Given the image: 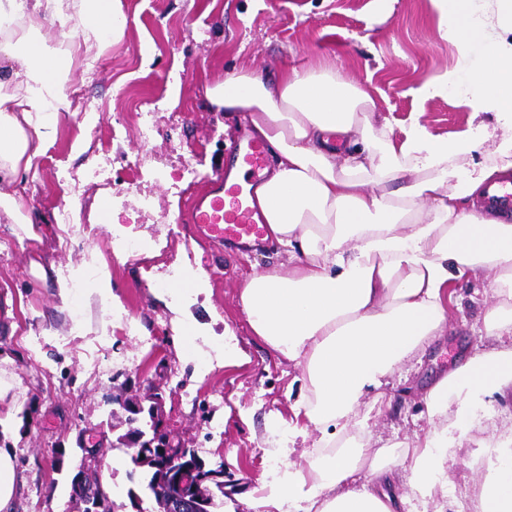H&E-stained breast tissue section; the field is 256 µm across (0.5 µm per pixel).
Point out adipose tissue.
<instances>
[{
	"label": "adipose tissue",
	"instance_id": "adipose-tissue-1",
	"mask_svg": "<svg viewBox=\"0 0 512 512\" xmlns=\"http://www.w3.org/2000/svg\"><path fill=\"white\" fill-rule=\"evenodd\" d=\"M458 65L425 83L428 97L454 95L473 113H494L512 132V0H435ZM72 25L85 48L118 43L126 26L121 0H0V212L15 219L34 160L71 102L58 80L59 58L30 35L43 19ZM216 108L245 113L272 150L254 204L288 262L240 286L255 333L289 362L304 366L310 387L297 403L331 442L355 420L362 398L399 365L448 331L443 298L453 280L480 278L502 298L483 319L497 342L437 379L425 392L436 413L456 401L454 421L421 440L407 484L412 499L447 486L446 463L474 425L485 399L512 389V214L476 216L464 201L512 169V135L488 163H471V131L432 136L412 121L403 138L375 131L359 112L371 96L330 68L242 71L207 88ZM492 473L480 485L478 512H512V444L488 449ZM360 448L332 451L307 471L274 475L265 499L274 512H393L355 474Z\"/></svg>",
	"mask_w": 512,
	"mask_h": 512
}]
</instances>
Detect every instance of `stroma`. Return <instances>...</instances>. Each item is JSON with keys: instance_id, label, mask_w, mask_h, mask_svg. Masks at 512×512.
Segmentation results:
<instances>
[{"instance_id": "obj_1", "label": "stroma", "mask_w": 512, "mask_h": 512, "mask_svg": "<svg viewBox=\"0 0 512 512\" xmlns=\"http://www.w3.org/2000/svg\"><path fill=\"white\" fill-rule=\"evenodd\" d=\"M121 2L124 36L96 48V68L87 69L82 48L66 57L65 89L77 97L28 182L23 214L35 238L0 223V378L15 383L0 413L19 410L14 512H83L71 483L92 474L126 502L143 480L130 460L127 410L154 392L173 444L223 467L218 512H265L260 499L274 473L290 464L309 470L325 451L319 431L292 411L307 392L305 370L252 332L238 302L240 284L287 263V253L269 239L250 252L218 247L190 219L212 174L230 171L248 130L240 113L212 106L206 88L240 70L331 67L371 95L374 126L388 124L393 137L415 118L436 136L475 121L487 134L474 159L486 162L507 132L494 113L473 115L459 98L422 96L424 83L458 63L431 0ZM126 237L141 240L137 253L122 248ZM90 266L108 269L118 306L90 280L72 309H60L57 279ZM199 269L207 290L196 295L190 275ZM451 293L453 335L433 340L370 392L358 426L336 435V446L368 450L359 482L375 461L393 472L384 490L395 499L409 492L417 435L449 422L430 413L425 387L460 347L492 346L472 331L496 308L492 292L469 277ZM228 329L237 351L230 363ZM476 413L478 426L448 461V493H434L426 512L476 503L487 474L483 448L512 435L511 394L486 399ZM295 424L307 427L306 440L290 456L276 454Z\"/></svg>"}]
</instances>
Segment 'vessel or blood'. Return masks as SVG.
<instances>
[{
	"instance_id": "vessel-or-blood-1",
	"label": "vessel or blood",
	"mask_w": 512,
	"mask_h": 512,
	"mask_svg": "<svg viewBox=\"0 0 512 512\" xmlns=\"http://www.w3.org/2000/svg\"><path fill=\"white\" fill-rule=\"evenodd\" d=\"M243 162L253 175L263 169L266 148L260 141L244 137L239 143ZM253 190L228 176H218L211 190L199 197L192 208V221L200 235L217 246L232 244L241 249L256 246L266 232L259 212L251 204ZM483 206L512 209V175L491 185L484 193Z\"/></svg>"
}]
</instances>
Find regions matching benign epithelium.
Segmentation results:
<instances>
[{"mask_svg":"<svg viewBox=\"0 0 512 512\" xmlns=\"http://www.w3.org/2000/svg\"><path fill=\"white\" fill-rule=\"evenodd\" d=\"M158 396L151 397L149 408H138L148 412L145 425L129 430V436L137 445L138 456L134 466L155 471L160 485L155 491L167 500L168 512H203L206 507L202 492L215 486H224V469L209 468L193 448H177L164 435L155 412ZM106 493L103 484L95 486L87 480L72 483L71 495L87 505L89 510L98 508Z\"/></svg>","mask_w":512,"mask_h":512,"instance_id":"benign-epithelium-1","label":"benign epithelium"}]
</instances>
